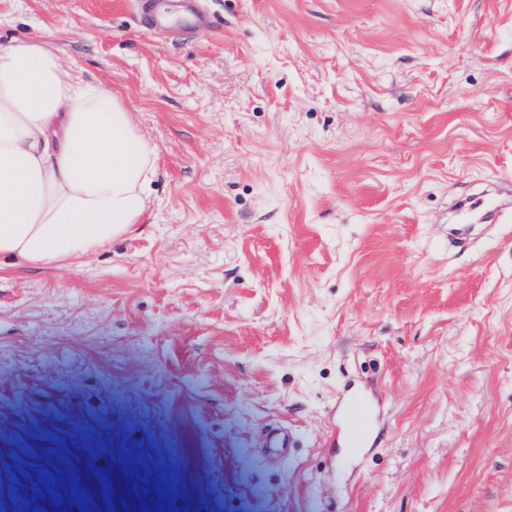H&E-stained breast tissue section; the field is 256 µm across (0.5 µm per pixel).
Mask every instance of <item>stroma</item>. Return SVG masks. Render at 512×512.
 <instances>
[{
    "mask_svg": "<svg viewBox=\"0 0 512 512\" xmlns=\"http://www.w3.org/2000/svg\"><path fill=\"white\" fill-rule=\"evenodd\" d=\"M203 6L0 0L157 153L129 234L0 271V512H512V212L448 234L512 193V0ZM163 0H139V13L141 23L149 29H161L169 25L170 19L167 12L162 8ZM196 0H182L181 21L186 29L209 26L211 23L208 14L200 11L195 3ZM499 207L500 204L495 199L483 200L476 195H471L460 202L459 213L464 215L469 223H479L484 220L489 209ZM376 405L363 390L350 393L342 404L344 446L351 452L365 448L375 418Z\"/></svg>",
    "mask_w": 512,
    "mask_h": 512,
    "instance_id": "35a3bbf8",
    "label": "stroma"
}]
</instances>
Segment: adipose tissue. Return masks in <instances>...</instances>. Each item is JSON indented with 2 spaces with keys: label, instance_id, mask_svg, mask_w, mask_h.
<instances>
[{
  "label": "adipose tissue",
  "instance_id": "1",
  "mask_svg": "<svg viewBox=\"0 0 512 512\" xmlns=\"http://www.w3.org/2000/svg\"><path fill=\"white\" fill-rule=\"evenodd\" d=\"M156 151L107 88L40 43L0 45V260L61 269L127 234Z\"/></svg>",
  "mask_w": 512,
  "mask_h": 512
}]
</instances>
